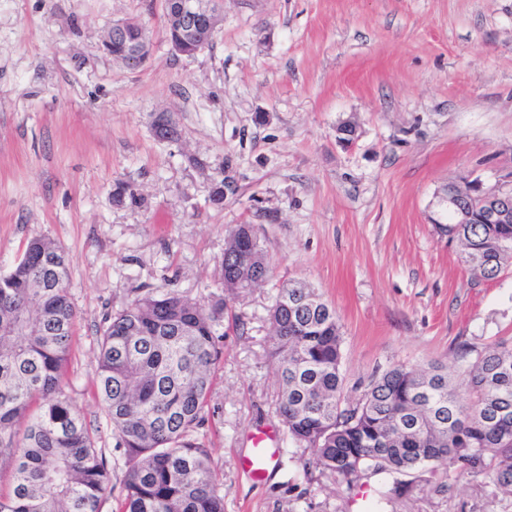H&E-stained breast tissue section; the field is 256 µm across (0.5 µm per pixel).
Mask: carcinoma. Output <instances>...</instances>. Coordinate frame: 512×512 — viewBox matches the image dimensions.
<instances>
[{
  "label": "carcinoma",
  "mask_w": 512,
  "mask_h": 512,
  "mask_svg": "<svg viewBox=\"0 0 512 512\" xmlns=\"http://www.w3.org/2000/svg\"><path fill=\"white\" fill-rule=\"evenodd\" d=\"M471 187L448 185L454 205L437 232L463 245V262L495 278L512 263V222L481 224ZM224 248L223 278L243 260L263 267L259 244ZM70 268L53 241L34 238L0 275V512H100L114 492L105 454L66 392L78 312ZM277 410L296 448L347 480L380 476L386 499L424 473L488 477L512 495V345L480 352L464 370L394 365L356 400L343 397L342 334L335 310L302 281L278 289L270 309ZM224 298L209 305L147 291L104 318L95 389L128 465L115 512H224V487L200 438L222 354ZM465 388L469 401L457 391Z\"/></svg>",
  "instance_id": "1"
}]
</instances>
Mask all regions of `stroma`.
Listing matches in <instances>:
<instances>
[{
	"mask_svg": "<svg viewBox=\"0 0 512 512\" xmlns=\"http://www.w3.org/2000/svg\"><path fill=\"white\" fill-rule=\"evenodd\" d=\"M117 20L146 28L142 64L103 52ZM161 112L173 139L154 134ZM511 173L512 0H224L193 58L171 51L161 0H0V273L36 237L68 254V391L112 486L126 467L95 393L99 328L136 294L175 290L224 300L204 430L224 512H357L356 487L304 477L288 453L261 482L238 466L252 432L288 440L269 355L277 290L304 281L335 309L347 398L396 364L466 366L512 341V266L475 277L432 220L448 183ZM239 224L270 275L233 293L222 262ZM379 510L512 512V495L426 474Z\"/></svg>",
	"mask_w": 512,
	"mask_h": 512,
	"instance_id": "stroma-1",
	"label": "stroma"
}]
</instances>
